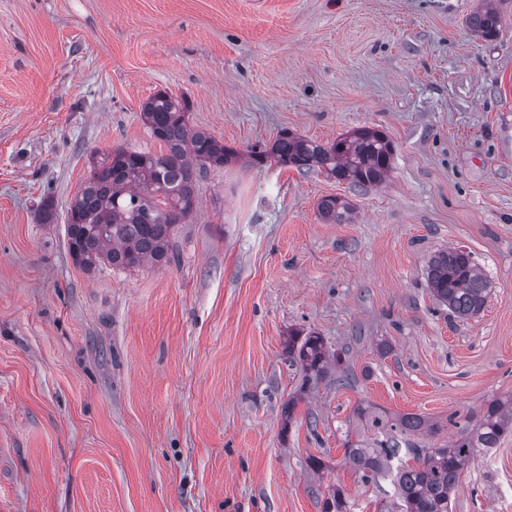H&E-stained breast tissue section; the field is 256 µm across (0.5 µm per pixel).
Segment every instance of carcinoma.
Listing matches in <instances>:
<instances>
[{"label": "carcinoma", "mask_w": 512, "mask_h": 512, "mask_svg": "<svg viewBox=\"0 0 512 512\" xmlns=\"http://www.w3.org/2000/svg\"><path fill=\"white\" fill-rule=\"evenodd\" d=\"M471 27L486 38L497 36L502 17L486 0L469 18ZM190 103L160 91L142 106L152 134L165 147L149 155L118 147L93 163L67 215L70 253L90 272L108 264L131 270L146 264H169L174 258L175 225L192 217L198 205V181L212 166H222L237 156L210 133L191 126ZM249 162L270 160L298 171L318 169L338 181L365 189L384 183L393 169L394 145L381 130L364 127L325 145L281 132L271 149L253 147ZM350 203L326 197L318 204L322 220L343 224L349 220ZM432 298L459 318L479 314L489 294V281L463 246L435 252L426 267ZM288 360L307 377H321L332 365H341L327 353L320 337L309 336L300 346L288 340ZM358 415L378 431L368 441L344 443V459L369 483L391 471L401 450L413 456L415 465L402 464L394 485L403 512H449L451 493L463 469L483 451L498 447L512 435V394L492 398L482 414L459 427L445 446L426 448L410 437L432 435L438 424L417 414L392 417L383 411L359 409ZM405 448H400V444ZM323 512H349L339 487L328 490Z\"/></svg>", "instance_id": "cac0c4a2"}]
</instances>
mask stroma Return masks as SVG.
<instances>
[{
    "label": "stroma",
    "instance_id": "1",
    "mask_svg": "<svg viewBox=\"0 0 512 512\" xmlns=\"http://www.w3.org/2000/svg\"><path fill=\"white\" fill-rule=\"evenodd\" d=\"M479 4L0 0V512H321L333 486L350 512H401L391 481L343 461L359 408L441 421L445 444L512 393V0L490 39ZM160 91L242 154L284 130H382L393 170L360 191L273 161L210 168L179 263L86 273L67 208L91 157L161 153L141 117ZM327 196L348 223H324ZM460 245L490 283L469 319L425 276ZM294 331L347 380L304 384ZM450 510L512 512V436ZM471 27L483 37H496L502 27V17L492 6V1H485L469 18ZM352 211L350 203L339 197L323 198L318 204V212L325 223L344 224Z\"/></svg>",
    "mask_w": 512,
    "mask_h": 512
}]
</instances>
